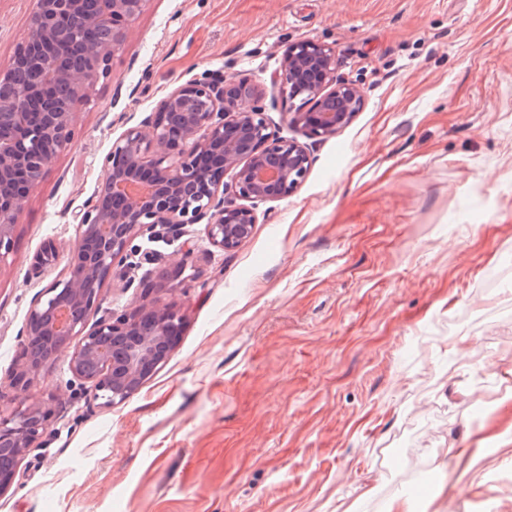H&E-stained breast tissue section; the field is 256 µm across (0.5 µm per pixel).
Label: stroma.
<instances>
[{"mask_svg": "<svg viewBox=\"0 0 512 512\" xmlns=\"http://www.w3.org/2000/svg\"><path fill=\"white\" fill-rule=\"evenodd\" d=\"M35 0H0V70ZM335 47L362 92L305 138L270 85L290 43ZM262 89L273 132L305 141L303 184L254 205L237 248L201 224L131 241L89 320L143 280L184 318L167 361L104 405L64 348L35 376L47 432L0 512H512V0H149L16 217L0 261V413L32 301L63 278L76 215L112 142L202 72ZM54 243L58 260L38 268ZM185 259L181 278L165 273ZM433 478L414 485L411 472Z\"/></svg>", "mask_w": 512, "mask_h": 512, "instance_id": "stroma-1", "label": "stroma"}]
</instances>
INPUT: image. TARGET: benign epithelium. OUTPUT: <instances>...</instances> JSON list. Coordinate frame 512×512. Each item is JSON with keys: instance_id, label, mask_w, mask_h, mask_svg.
I'll list each match as a JSON object with an SVG mask.
<instances>
[{"instance_id": "obj_1", "label": "benign epithelium", "mask_w": 512, "mask_h": 512, "mask_svg": "<svg viewBox=\"0 0 512 512\" xmlns=\"http://www.w3.org/2000/svg\"><path fill=\"white\" fill-rule=\"evenodd\" d=\"M148 2L36 0L11 67L0 71V261L13 248L24 201L74 139L77 104L111 75V61ZM337 67L332 47L302 40L289 45L272 76L281 94L314 102L292 117L307 137L335 132L360 108L359 89ZM271 124L258 88L204 72L164 96L155 118L113 141L98 190L78 215L68 275L34 300L22 331V364L10 382L22 406L0 413V493L50 422V410L29 402L30 377L44 366L36 346L54 357L78 339L74 374L112 405L137 393L167 359L183 316L149 299L159 284L142 282L131 309L87 326L129 242L153 235L158 224L203 222L210 243L231 251L256 223L247 203L279 200L304 181L308 148L273 136Z\"/></svg>"}]
</instances>
